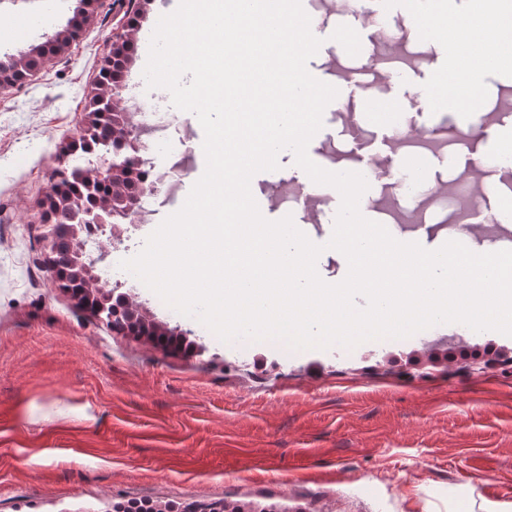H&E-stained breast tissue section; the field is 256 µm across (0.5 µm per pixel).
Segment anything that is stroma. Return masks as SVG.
<instances>
[{
	"label": "stroma",
	"mask_w": 512,
	"mask_h": 512,
	"mask_svg": "<svg viewBox=\"0 0 512 512\" xmlns=\"http://www.w3.org/2000/svg\"><path fill=\"white\" fill-rule=\"evenodd\" d=\"M76 2L0 0V61L65 26ZM302 6L322 40L308 70L339 89L307 152L327 170L365 173V217L386 216L385 188L362 162L376 154L405 187L400 206L427 211L418 243L439 248L459 222L450 191L469 148L495 165L483 200L512 210V161L498 151L512 134L511 68L482 65L479 112H445L421 101L444 68L437 45L411 35L435 0H394L386 13L377 0H355L340 15L324 0ZM126 9L125 0H97L80 41L46 58L27 84L0 90V512H114L130 499L232 502L252 512H512V337L451 323L401 344L246 350L171 316L130 272L102 277L106 288L134 294L155 322L189 332L192 348L174 353L114 332L49 278L50 174L106 155L71 145ZM366 18L371 33L390 28L403 50L378 65L388 79L356 86L349 74L372 59L346 54L341 36ZM176 117L184 133L156 143L150 157L158 165L188 158L191 171L149 221L124 220L122 258L142 250L204 172L200 123L189 112ZM352 120L356 144L344 135ZM415 127L435 148L392 152ZM278 162L251 180L269 220L293 208L304 176L291 151ZM439 184L449 193L434 194ZM339 205L328 189L316 220L300 225L323 245L317 269L329 283L346 275L327 246Z\"/></svg>",
	"instance_id": "stroma-1"
}]
</instances>
